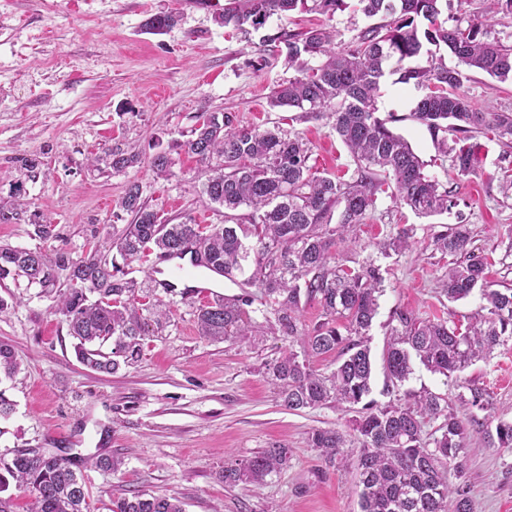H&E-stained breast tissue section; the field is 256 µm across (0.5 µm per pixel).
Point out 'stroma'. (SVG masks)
Instances as JSON below:
<instances>
[{
    "mask_svg": "<svg viewBox=\"0 0 512 512\" xmlns=\"http://www.w3.org/2000/svg\"><path fill=\"white\" fill-rule=\"evenodd\" d=\"M225 0H0V196L9 197L21 159L42 162L23 197L30 212L50 216L73 255L85 250L91 230H111L113 212L128 181H138L162 221L220 224L224 210L203 194L208 170L185 153L174 174L159 179L147 167L98 176L87 159L102 147L134 144L146 154L184 140L196 117L216 112L235 126L278 125L300 134L311 148L317 174L350 178L356 165L327 120L270 109L268 97L295 77L268 35L279 29L325 26L335 47L354 46L372 21L350 11L327 17L294 11L263 29L241 32L216 23ZM174 13L179 23L161 35L145 21ZM464 89L478 110L512 112V83L473 71ZM424 88L385 80L378 115L410 142L457 198L451 213L421 217L389 194H379L357 239L337 245L341 259H373L385 292L366 340L376 363L372 399L387 403L380 364L395 309L419 318L443 317L468 325L479 294L451 302L440 290L448 259L433 236L454 224L469 225L473 246L489 263L493 282H512V197L501 188L512 169V149L490 133L474 134L475 171L457 175L439 136L414 121ZM413 231L416 245L382 255L376 242ZM156 257L128 263L129 278L144 289L140 308L163 300L170 308L162 334L148 336L140 360L113 374L94 372L77 359L74 340L52 298L10 279L0 283L8 307L0 313V341L13 345L19 373L0 382L15 409L0 419V455L39 450L72 458L84 474L88 512H110L113 500L146 491L175 496L186 512H361L356 493L358 448L347 464L325 467L309 443L318 428L351 433L355 414L333 405L291 411L263 373L266 361L288 346L267 336L254 343L211 342L198 332L200 301L154 287ZM461 376L490 395V413L512 418V340ZM273 444L289 448L287 470L243 491L224 487L216 473ZM123 457L118 471L89 466L92 457ZM464 467L473 512H512V451L471 437Z\"/></svg>",
    "mask_w": 512,
    "mask_h": 512,
    "instance_id": "35a3bbf8",
    "label": "stroma"
}]
</instances>
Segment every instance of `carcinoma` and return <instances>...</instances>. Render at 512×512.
I'll use <instances>...</instances> for the list:
<instances>
[{
  "instance_id": "cac0c4a2",
  "label": "carcinoma",
  "mask_w": 512,
  "mask_h": 512,
  "mask_svg": "<svg viewBox=\"0 0 512 512\" xmlns=\"http://www.w3.org/2000/svg\"><path fill=\"white\" fill-rule=\"evenodd\" d=\"M334 16L353 9L367 18L387 22L366 29L352 49L335 50L333 31L315 27L303 32L280 30L267 37L284 54L298 76L279 83L269 96L272 108H294L307 117H324L357 163L350 180L316 176L308 165L311 149L302 137L278 127L238 128L229 116L202 115L189 138L178 148L209 168L202 192L224 208V223L168 224L142 199L139 182L129 183L118 202L131 216L112 235L89 244L78 258L63 245L51 218L29 214L21 201L24 183L37 178L39 164L25 161L9 198L0 197V224H27L29 235L53 245L45 250L0 245V280L24 278L28 287L55 295V308L77 340L80 363L101 373H115L136 363L145 337L166 327L164 304H155L146 318L137 306V283L126 278L117 259L138 260L154 249L159 258H179L188 244L207 263L224 271L242 293L214 299L196 308L201 336L213 342L255 341L266 332L288 339V349L264 364L265 374L290 410L314 409L334 403L343 410L361 406L353 430L359 441V499L361 512H472V500L462 462L470 445V428L489 420L479 413L490 403L484 389L458 379V373L485 359L512 339V288L493 287L487 264L471 249L465 224L437 233L433 247L452 257L443 275L441 292L449 301L480 291L484 304L466 329L445 319L419 320L404 310L393 312L390 340L382 365L386 394L381 406L367 400L373 361L363 336L370 329L384 293L380 266L369 260L357 269L336 262L332 248L356 235L357 226L375 207L377 194L393 181L392 197L415 214L431 217L457 206L452 191L424 171L425 163L411 144L391 131L377 116V98L386 74L399 84L428 89L411 117L436 134H459L452 153L460 176L473 173L470 133L486 128L512 144L511 112H480L464 82L468 72L481 71L504 83L512 81V44L489 35L484 21L448 24V0H226L215 21L225 27L255 30L270 18L296 9ZM512 16V0H484L482 15ZM178 23L174 14L155 15L145 28L162 34ZM446 48L453 67L436 51ZM430 57L429 66L415 61ZM323 56L315 68L307 58ZM146 163L159 178L174 175L167 151L143 159L132 145L102 149L90 166L104 174H119ZM252 209L251 223L235 224V211ZM339 222L332 223L334 212ZM256 243H248L249 238ZM413 245L404 231L376 244L381 254L402 252ZM69 267L74 283L60 290L56 271ZM316 299L323 322L303 328L302 299ZM300 350H294V345ZM110 349H105V346ZM339 352L329 374H320L310 359ZM454 382L459 400L470 409L464 423L429 390L400 393L414 372V362ZM20 363L13 347L0 342V378H12ZM437 423L431 433L424 427ZM498 447L512 451V419H497L485 431ZM326 467L347 462L345 434L321 428L309 436ZM289 449L272 445L254 456L224 464L218 477L224 486L246 489L288 467ZM458 484L451 485L448 474ZM33 497L31 512H88V488L83 475L54 454L18 450L0 459V512H14L9 486ZM112 512H185L182 502L166 495L137 492L112 503Z\"/></svg>"
}]
</instances>
